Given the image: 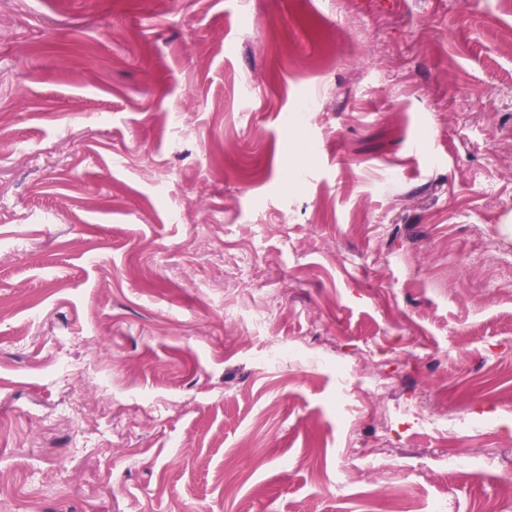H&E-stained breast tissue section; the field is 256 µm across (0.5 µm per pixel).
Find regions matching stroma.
I'll return each instance as SVG.
<instances>
[{"label":"stroma","mask_w":512,"mask_h":512,"mask_svg":"<svg viewBox=\"0 0 512 512\" xmlns=\"http://www.w3.org/2000/svg\"><path fill=\"white\" fill-rule=\"evenodd\" d=\"M509 475L504 0H0V512Z\"/></svg>","instance_id":"stroma-1"}]
</instances>
